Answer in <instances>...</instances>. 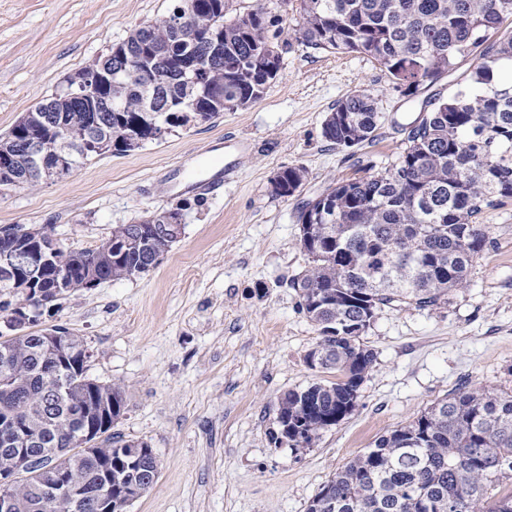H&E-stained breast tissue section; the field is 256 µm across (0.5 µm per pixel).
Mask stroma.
<instances>
[{
  "label": "stroma",
  "mask_w": 512,
  "mask_h": 512,
  "mask_svg": "<svg viewBox=\"0 0 512 512\" xmlns=\"http://www.w3.org/2000/svg\"><path fill=\"white\" fill-rule=\"evenodd\" d=\"M268 4L284 19L281 68L261 100L0 197V227L46 225L74 251L103 245L117 225L181 211V238L150 272L78 291L36 324L83 338L88 376L125 393L114 433L147 442L160 463L155 485L126 512H306L338 468L446 395L512 390L511 200L481 218L494 243L476 259L468 287L433 307L379 311L360 338L376 362L356 410L310 447L272 443L281 395L326 378L306 363L320 335L291 286L309 266L299 243L302 205L350 175L357 158L380 169L392 163L424 99L448 96L458 77L402 95L367 56L301 44L286 0ZM173 6L0 0V134ZM357 88L378 98L385 118L372 144L340 149L323 138L322 124ZM215 159L228 167L220 188L191 189L188 173L211 178ZM294 166L306 171L301 191L276 196L272 179Z\"/></svg>",
  "instance_id": "35a3bbf8"
}]
</instances>
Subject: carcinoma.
Returning <instances> with one entry per match:
<instances>
[{
  "mask_svg": "<svg viewBox=\"0 0 512 512\" xmlns=\"http://www.w3.org/2000/svg\"><path fill=\"white\" fill-rule=\"evenodd\" d=\"M165 18L135 27L119 43L128 56L146 54L147 71L131 81L126 59L107 52L78 70L84 78L112 76V111H88L74 85L64 83L26 112L25 121L0 135V153L11 158L23 188L72 173L93 157L132 151L130 135L154 140L153 129L206 122L229 109L260 100L280 71L275 40L282 17L267 0H254L245 14L227 17L225 0H196L195 14L179 15V2ZM299 14L301 44L376 61L406 96L439 82L473 60L465 83L447 97L432 96L431 109L409 126L405 147L380 172L368 160L346 178L308 200L299 214L300 244L309 267L292 281L301 307L318 327L319 357L307 364L335 373L283 394L278 445L305 448L357 406L361 384L375 354L360 342L385 306L426 308L466 288L475 259L492 244L487 209L512 200V82L497 78L512 63V0H289ZM224 43L207 70L194 63L207 54L206 37ZM52 114L59 131L45 127ZM383 119L379 101L355 89L336 102L322 136L341 148L373 141ZM39 139L44 167L36 169L24 143ZM306 171L289 167L274 180V192L290 197ZM164 212L142 223L143 235L122 224L112 248H60L35 286L0 277V312L9 317L27 306L52 310L91 288L150 271L149 256L176 242L156 227ZM50 345L48 333L22 328L0 336V469H8L3 427L30 436L25 451L37 462L66 472L88 491L112 468V497L131 503L156 483L157 458L143 441L116 440L112 426L125 410L122 388L89 378L86 347ZM67 378L62 393L47 388L50 375ZM99 435L77 452L71 440L86 425ZM512 480V393L469 388L427 408L412 422L379 437L326 481L308 512H512V493L489 500V490ZM11 512H100L94 498L73 510L44 498L42 485L24 475L13 488Z\"/></svg>",
  "mask_w": 512,
  "mask_h": 512,
  "instance_id": "1",
  "label": "carcinoma"
}]
</instances>
